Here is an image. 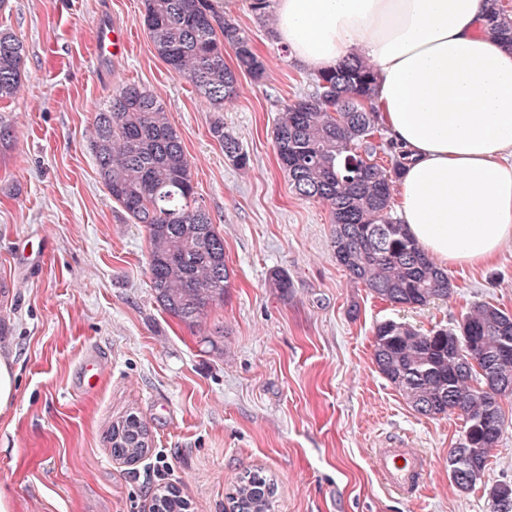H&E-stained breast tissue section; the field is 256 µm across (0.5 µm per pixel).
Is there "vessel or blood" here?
<instances>
[{"label":"vessel or blood","mask_w":512,"mask_h":512,"mask_svg":"<svg viewBox=\"0 0 512 512\" xmlns=\"http://www.w3.org/2000/svg\"><path fill=\"white\" fill-rule=\"evenodd\" d=\"M124 46L125 37L121 32L105 24L99 25L96 51L101 58L120 55ZM372 464L385 484L404 496H415L425 485L427 460L406 440L396 439L375 449Z\"/></svg>","instance_id":"vessel-or-blood-1"}]
</instances>
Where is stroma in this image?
<instances>
[{"label":"stroma","instance_id":"1","mask_svg":"<svg viewBox=\"0 0 512 512\" xmlns=\"http://www.w3.org/2000/svg\"><path fill=\"white\" fill-rule=\"evenodd\" d=\"M251 3L238 0L230 18L267 73L240 75L237 99L218 114L250 157L241 170L209 133L218 115L156 55L144 0H9L0 10V29L26 49L21 90L0 104L16 130L0 154V355L18 369L16 400L0 414V490L17 512H148L162 458L191 512H224L255 467L277 481L275 512H489V488L512 482V398L482 484L460 489L448 450L461 420L407 404L373 363V331L389 319L422 332L452 327L479 302L512 313V242L489 268H450L452 296L422 307L353 283L333 256L329 207L295 195L273 145L278 112L310 91L312 74ZM101 23L127 30L124 56H97ZM126 83L164 102L196 197L224 238L233 284L199 328L156 301L147 233L109 196L87 148L94 113ZM275 268L288 272L290 293L269 283ZM218 330L214 350L206 337ZM89 354L104 373L79 393ZM131 412L151 443L126 463L109 435ZM399 436L427 458L415 499L371 466L373 450Z\"/></svg>","mask_w":512,"mask_h":512}]
</instances>
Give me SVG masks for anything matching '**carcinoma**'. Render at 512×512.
<instances>
[{
  "instance_id": "carcinoma-1",
  "label": "carcinoma",
  "mask_w": 512,
  "mask_h": 512,
  "mask_svg": "<svg viewBox=\"0 0 512 512\" xmlns=\"http://www.w3.org/2000/svg\"><path fill=\"white\" fill-rule=\"evenodd\" d=\"M488 33L512 43V17L501 0H490ZM143 23L158 57L187 81L214 111L237 95L238 77L256 81L264 58L238 24L220 15L212 0H145ZM232 51L235 65L224 60ZM25 46L0 29V103L13 99L22 84ZM377 85L373 69L355 56L312 79V91L286 104L273 130L277 163L293 191L330 207L333 254L350 279L382 300L423 306L446 300L454 288L391 217L394 184L402 170L399 155L378 161L380 134L372 106ZM211 136L235 167L249 166L239 141L216 118ZM15 129L0 113V151L10 147ZM89 148L108 194L149 242L150 287L159 304L189 327L224 301L232 273L224 259V237L195 199L190 161L164 104L149 90L129 83L96 113ZM269 278L281 294L293 288L288 272ZM373 360L417 413L455 414L462 420L458 442L448 451V472L477 473L481 482L492 453L505 434L502 401L512 397V313L476 303L454 327L421 333L396 320L373 332ZM455 336H472L467 345ZM146 423L130 413L112 426V454L134 461L148 447L138 438ZM277 484L261 468L245 471L229 494L230 512H273ZM491 512H512V485L489 490Z\"/></svg>"
}]
</instances>
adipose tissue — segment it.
Segmentation results:
<instances>
[{"label":"adipose tissue","mask_w":512,"mask_h":512,"mask_svg":"<svg viewBox=\"0 0 512 512\" xmlns=\"http://www.w3.org/2000/svg\"><path fill=\"white\" fill-rule=\"evenodd\" d=\"M277 42L322 73L358 56L404 159L401 224L439 267H484L512 242V46L487 0H273Z\"/></svg>","instance_id":"obj_1"}]
</instances>
